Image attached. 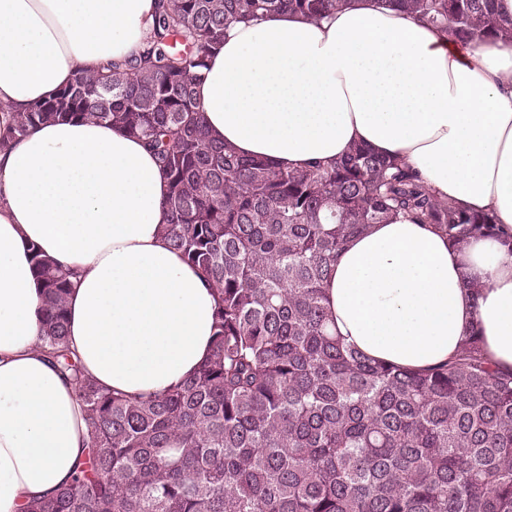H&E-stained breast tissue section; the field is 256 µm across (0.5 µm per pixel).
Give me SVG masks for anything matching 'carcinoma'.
<instances>
[{
  "label": "carcinoma",
  "instance_id": "1",
  "mask_svg": "<svg viewBox=\"0 0 512 512\" xmlns=\"http://www.w3.org/2000/svg\"><path fill=\"white\" fill-rule=\"evenodd\" d=\"M351 0H158L142 50L76 76L0 129L94 119L143 141L168 182L162 231L215 290L214 333L178 386L127 397L71 356V273L32 245L41 348L75 383L88 451L24 512H512V372L472 332L432 368L375 362L328 323L322 285L347 241L408 217L461 248L489 212L434 198L405 163L358 144L279 169L212 139L196 85L239 23L321 20ZM459 45L512 43L495 0H378Z\"/></svg>",
  "mask_w": 512,
  "mask_h": 512
}]
</instances>
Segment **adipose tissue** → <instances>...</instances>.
<instances>
[{
    "label": "adipose tissue",
    "instance_id": "obj_1",
    "mask_svg": "<svg viewBox=\"0 0 512 512\" xmlns=\"http://www.w3.org/2000/svg\"><path fill=\"white\" fill-rule=\"evenodd\" d=\"M155 6L0 0V121L136 52ZM197 96L211 136L243 155L292 169L364 144L512 233V43L464 47L352 0L319 22L235 26ZM167 193L154 156L116 125L48 123L0 151V512L68 483L87 450L75 387L39 348L31 245L74 272L69 343L102 385L156 394L205 360L216 296L164 239ZM324 297L367 358L425 369L475 330L492 366L512 371V253L499 239L459 249L406 219L375 224L349 241Z\"/></svg>",
    "mask_w": 512,
    "mask_h": 512
}]
</instances>
